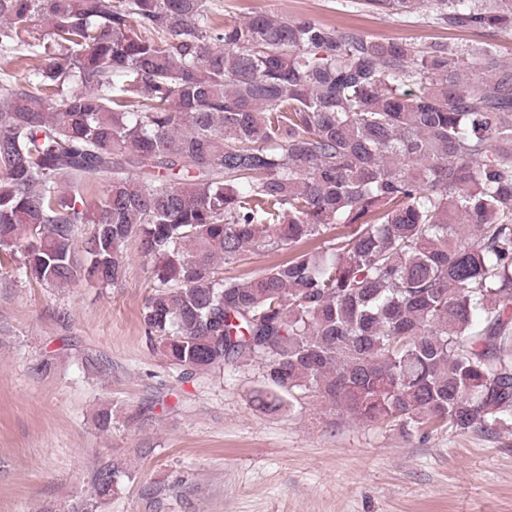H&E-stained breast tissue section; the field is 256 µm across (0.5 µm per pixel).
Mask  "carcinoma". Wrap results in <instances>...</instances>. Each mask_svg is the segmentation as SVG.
Masks as SVG:
<instances>
[{"label":"carcinoma","instance_id":"1","mask_svg":"<svg viewBox=\"0 0 512 512\" xmlns=\"http://www.w3.org/2000/svg\"><path fill=\"white\" fill-rule=\"evenodd\" d=\"M359 4L512 32V0ZM216 15L214 0H0V60H38L32 80L0 78V270L108 286L136 241L154 279L143 335L185 379L256 362L267 390L254 400L271 411L310 392L406 433L512 428L500 46ZM281 250L295 255L218 276ZM132 477L107 461L69 512H100ZM170 491L141 494L160 512ZM288 250L253 255L245 261L233 264H220L221 276L224 278H235L251 276L265 268L288 259Z\"/></svg>","mask_w":512,"mask_h":512}]
</instances>
